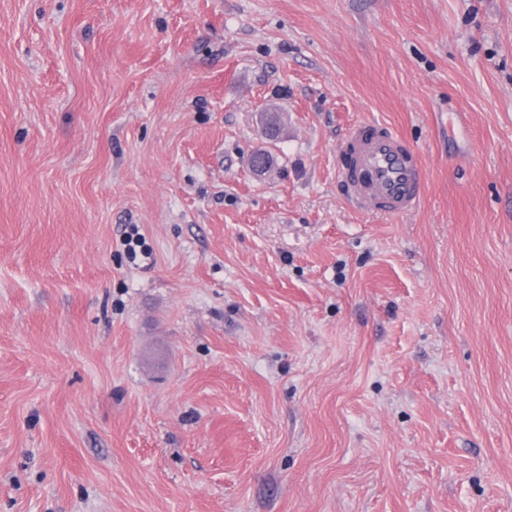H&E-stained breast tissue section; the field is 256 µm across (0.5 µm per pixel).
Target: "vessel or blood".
<instances>
[{"mask_svg": "<svg viewBox=\"0 0 512 512\" xmlns=\"http://www.w3.org/2000/svg\"><path fill=\"white\" fill-rule=\"evenodd\" d=\"M338 168L347 201L361 210L398 216L417 208L422 200L421 158L389 124L373 120L354 124Z\"/></svg>", "mask_w": 512, "mask_h": 512, "instance_id": "b4317fda", "label": "vessel or blood"}]
</instances>
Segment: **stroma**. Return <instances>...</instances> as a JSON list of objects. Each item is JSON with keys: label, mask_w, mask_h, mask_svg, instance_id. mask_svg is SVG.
I'll list each match as a JSON object with an SVG mask.
<instances>
[{"label": "stroma", "mask_w": 512, "mask_h": 512, "mask_svg": "<svg viewBox=\"0 0 512 512\" xmlns=\"http://www.w3.org/2000/svg\"><path fill=\"white\" fill-rule=\"evenodd\" d=\"M0 512H512V0H0ZM338 168L347 201L363 211L398 216L417 208L422 200L421 158L384 122L354 124L343 143Z\"/></svg>", "instance_id": "obj_1"}]
</instances>
